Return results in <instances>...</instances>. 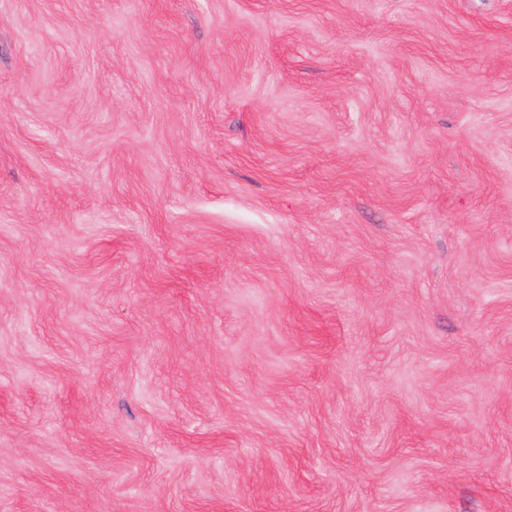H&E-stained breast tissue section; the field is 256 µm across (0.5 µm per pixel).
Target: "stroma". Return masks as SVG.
<instances>
[{"mask_svg": "<svg viewBox=\"0 0 512 512\" xmlns=\"http://www.w3.org/2000/svg\"><path fill=\"white\" fill-rule=\"evenodd\" d=\"M0 512H512V0H0Z\"/></svg>", "mask_w": 512, "mask_h": 512, "instance_id": "stroma-1", "label": "stroma"}]
</instances>
